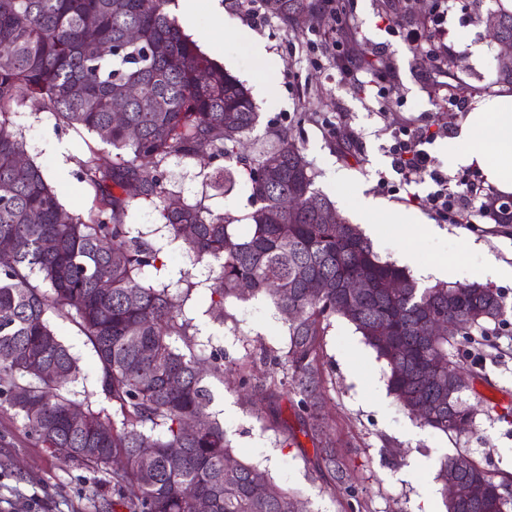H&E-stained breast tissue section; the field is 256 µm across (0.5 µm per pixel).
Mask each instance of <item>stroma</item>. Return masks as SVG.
I'll use <instances>...</instances> for the list:
<instances>
[{"mask_svg":"<svg viewBox=\"0 0 512 512\" xmlns=\"http://www.w3.org/2000/svg\"><path fill=\"white\" fill-rule=\"evenodd\" d=\"M359 48L367 59L389 61L395 79L386 97L355 82L342 79L336 70V51L329 37L333 18L291 26L276 17L255 28L230 0L221 25H214L209 11L197 15L190 37L201 50L223 64L250 88L259 121L246 143L247 152L262 150L288 134L300 146L315 174V185L333 202L341 192L331 176L342 173L363 184L369 195L387 206L405 210L417 219L409 235L385 231L372 246L386 260L398 261L404 249L414 250L420 269L427 275L421 285L434 284L430 271L439 266L457 268L458 282L478 275L481 283L497 289L512 305V279L498 275L496 263L512 266V224H438L425 201L432 185L421 176L410 200L391 167L388 147L392 134L406 122L455 130L461 112L449 111L446 96L465 103L499 94L491 83L497 46L486 23L497 0H482L479 9L448 15L444 35L452 59L448 69L438 70L431 60L413 55L389 25L418 26L420 19L411 0H354ZM266 45L265 59H256L247 38ZM480 45V66L469 62L470 44ZM279 87L274 97L260 91L263 81ZM26 154L40 164L59 193L64 207L84 213L91 205L92 189L81 182L79 162L92 134L58 121L47 111L26 104L11 116ZM62 145V152L47 149L48 139ZM218 166L203 157L171 160L167 180L172 191L188 202L204 201L217 213L244 220L251 211L250 190L239 182L221 195L206 185V177ZM65 180H58L59 168ZM133 233L160 251L162 269L145 268V279L184 293V319L193 326L194 340L206 351L223 354L225 370L254 365L257 377L273 372L270 364L251 363L260 351L279 352L288 344V330L280 313L266 297L228 299L225 322L214 320L210 305L209 270L193 263L181 243L171 241L153 206L135 203L127 218ZM190 277L192 291H185L183 277ZM62 341L79 358L82 376L72 384L77 400L103 407L97 386L98 364L78 326L69 319L55 320ZM455 373L465 376L462 397L476 410L475 422L462 435H445L421 428L403 411L387 390L385 365L346 321L333 319L322 338L321 362L323 414L333 427L336 447L347 463L353 493L313 479L315 445L305 433L307 415L283 395L260 404L209 379L213 393L210 410L223 420L228 438L239 455L266 469L274 482L297 492L303 512H445L442 484L437 478L444 456L465 453L495 480H512V312L497 325L489 339H457L448 347ZM371 381L381 398L372 404L361 381ZM419 463L408 474L411 463ZM111 497L112 477L74 463L50 457L28 435L11 411L0 408V512H96V495Z\"/></svg>","mask_w":512,"mask_h":512,"instance_id":"1","label":"stroma"}]
</instances>
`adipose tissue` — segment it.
Masks as SVG:
<instances>
[{
	"label": "adipose tissue",
	"mask_w": 512,
	"mask_h": 512,
	"mask_svg": "<svg viewBox=\"0 0 512 512\" xmlns=\"http://www.w3.org/2000/svg\"><path fill=\"white\" fill-rule=\"evenodd\" d=\"M444 150L450 168L476 167L502 195H512V93L476 100L457 134L448 137ZM344 193L372 234H379L384 224L410 231L414 218L409 213L386 212L381 200L365 195L359 187L345 186Z\"/></svg>",
	"instance_id": "1"
}]
</instances>
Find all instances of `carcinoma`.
Listing matches in <instances>:
<instances>
[{"label":"carcinoma","instance_id":"carcinoma-1","mask_svg":"<svg viewBox=\"0 0 512 512\" xmlns=\"http://www.w3.org/2000/svg\"><path fill=\"white\" fill-rule=\"evenodd\" d=\"M168 2L0 0V243L13 253L0 266V408L12 411L53 457L94 472L107 471L112 456L125 458L126 467L112 471V499L102 504L107 512H195L199 496L210 499L212 512H295V492L241 459L224 423L209 412L213 394L205 376L224 377L223 356L195 349L180 295L143 283V269L160 270V257L131 235L126 219L133 201L154 205L193 261L210 266L209 312L216 320L227 318V299L258 294L285 315L288 346L271 357L283 377L253 382L241 370L238 387L260 402L278 393L298 398L297 406L309 411L307 434L318 443L319 480L339 482L345 469L329 422L316 413L321 341L332 318L353 325L384 361L395 400L423 427L447 434L472 423L473 414L462 394H441L448 377L426 376L423 363L448 361L456 339L429 330L431 317L458 320L462 337L477 328L487 335L506 303L479 282L422 287L405 268L380 259L358 225L315 187L309 161L288 135L257 158L240 153L259 119L249 89L181 30ZM264 2L285 22L314 9V0ZM494 14L493 39L512 46V11ZM126 86L140 93L126 101L124 122L115 124L112 102ZM26 102L111 148L106 154L89 143L79 162L80 180L94 191L86 213L67 211L42 167L25 157L9 116ZM204 155L236 164L211 176L218 192L248 175L247 237L237 236L224 214L166 187L170 159ZM133 183L137 191L130 194ZM353 278L368 288L351 306L341 284ZM313 280L339 287L313 297ZM392 280L406 288L393 291ZM71 314L97 358L100 392L112 403L110 412L84 407L78 425L68 422L67 410L79 402L62 387L78 380L82 368L50 320ZM385 328L392 331L388 346L380 342ZM57 367L66 379L53 378ZM186 418L200 427L185 430ZM143 441L154 448L146 465L139 457ZM450 471L462 485L484 478L492 496L446 500L445 512H512V491L468 455L441 460L442 484Z\"/></svg>","mask_w":512,"mask_h":512}]
</instances>
